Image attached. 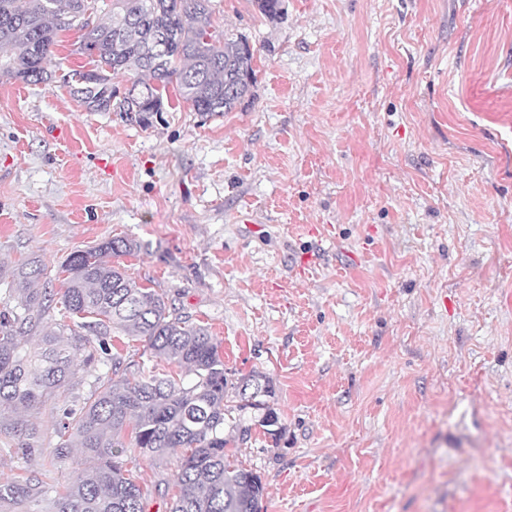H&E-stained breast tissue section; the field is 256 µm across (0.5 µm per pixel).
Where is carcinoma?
I'll return each instance as SVG.
<instances>
[{"mask_svg": "<svg viewBox=\"0 0 512 512\" xmlns=\"http://www.w3.org/2000/svg\"><path fill=\"white\" fill-rule=\"evenodd\" d=\"M90 1L100 2L94 10L107 21H84ZM214 14L211 0H0V75L34 85L54 81L45 62L59 34L75 30L79 52L103 77L88 82L82 68L61 81L88 111H117L114 79L121 76L140 107L126 120L140 126H149L172 95L203 117L222 115L251 93L254 54L244 52L248 39L221 28ZM137 251L131 239L110 238L73 252L60 267V312L82 319L87 337L45 321L54 298L38 287L47 275L40 261L12 270L22 288L16 303L0 311V434L16 437L24 454L46 452L56 464L80 449L81 476L55 491L52 512H148L137 473L141 456L176 458L170 512H258L262 478L236 457L252 425L234 413L263 411L259 426L277 435L279 416L268 403L273 381L257 371L229 381L221 344L208 328L183 319L164 294L126 274L119 258ZM39 327L43 346L25 348L22 338ZM116 334L143 340L155 364H123L112 352ZM78 352L87 365L112 361V375L98 378L80 405L68 400ZM173 367L185 375H174ZM231 396L238 404H228ZM48 400L61 407L57 441L44 449L29 417ZM47 493L34 475L1 481L0 508L37 505Z\"/></svg>", "mask_w": 512, "mask_h": 512, "instance_id": "carcinoma-1", "label": "carcinoma"}]
</instances>
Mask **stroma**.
<instances>
[{
	"mask_svg": "<svg viewBox=\"0 0 512 512\" xmlns=\"http://www.w3.org/2000/svg\"><path fill=\"white\" fill-rule=\"evenodd\" d=\"M213 2L255 56L223 115L144 128L0 77V309L18 261L57 292L135 240L129 276L275 384L278 436L248 409L238 449L259 512H512V0ZM174 464L142 460L150 512ZM82 469L0 435L2 480Z\"/></svg>",
	"mask_w": 512,
	"mask_h": 512,
	"instance_id": "1",
	"label": "stroma"
}]
</instances>
